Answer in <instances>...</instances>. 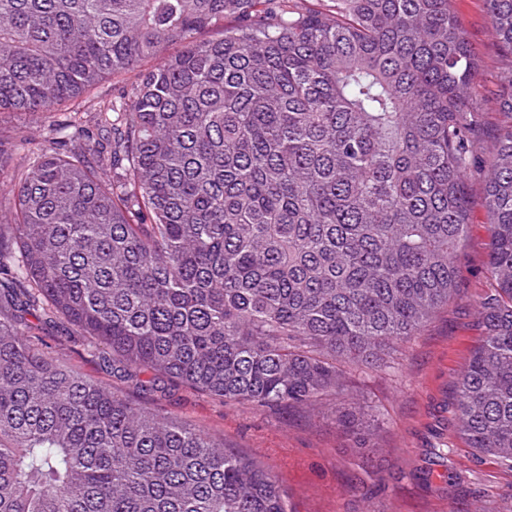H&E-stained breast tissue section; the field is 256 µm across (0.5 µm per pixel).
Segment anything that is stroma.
<instances>
[{
  "label": "stroma",
  "instance_id": "stroma-1",
  "mask_svg": "<svg viewBox=\"0 0 512 512\" xmlns=\"http://www.w3.org/2000/svg\"><path fill=\"white\" fill-rule=\"evenodd\" d=\"M483 68L481 94L500 83L485 0H453ZM124 79L105 81L75 105L38 117L0 114V135L26 125L33 142L72 111L93 110L98 97H112ZM470 224L458 253L460 287L419 336L394 355L393 368L348 375V403L378 416L374 440L379 449L375 473L365 472L352 441L336 425V399L327 396L308 407L257 411L201 393L189 386L164 397L148 396L132 385L120 389L224 440L260 463L286 490L293 512H512V470L469 448L453 412L454 382L481 337L475 303L491 283L485 274L490 235L481 183L469 190ZM65 320L44 324L43 336L59 348L68 367L103 381L112 375L87 350L82 338H67Z\"/></svg>",
  "mask_w": 512,
  "mask_h": 512
}]
</instances>
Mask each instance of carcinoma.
<instances>
[{
  "label": "carcinoma",
  "instance_id": "carcinoma-1",
  "mask_svg": "<svg viewBox=\"0 0 512 512\" xmlns=\"http://www.w3.org/2000/svg\"><path fill=\"white\" fill-rule=\"evenodd\" d=\"M451 2L0 0V112L138 72L93 113L97 136L54 125L13 175L0 512H291L263 466L68 370L26 316L66 320L145 393L310 406L350 369L391 367L448 305L471 181L492 288L456 423L512 467V0H485L492 130ZM336 424L375 458L370 423L338 406Z\"/></svg>",
  "mask_w": 512,
  "mask_h": 512
}]
</instances>
